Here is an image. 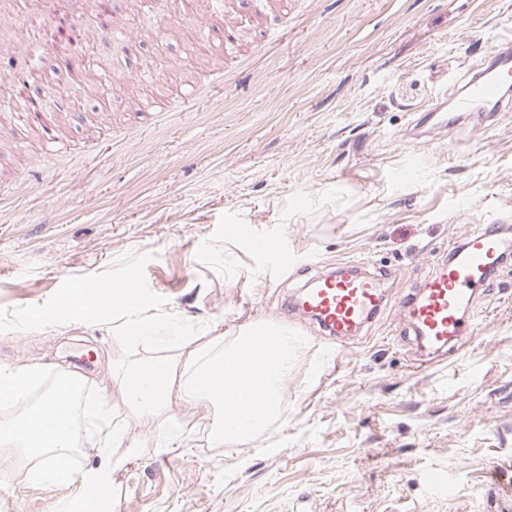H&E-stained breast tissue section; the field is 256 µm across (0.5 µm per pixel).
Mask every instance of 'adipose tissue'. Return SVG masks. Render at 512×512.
I'll return each instance as SVG.
<instances>
[{
	"label": "adipose tissue",
	"mask_w": 512,
	"mask_h": 512,
	"mask_svg": "<svg viewBox=\"0 0 512 512\" xmlns=\"http://www.w3.org/2000/svg\"><path fill=\"white\" fill-rule=\"evenodd\" d=\"M205 341L179 338L173 352L138 361L120 375L118 388L128 408L148 418L163 417L171 402L184 399L211 412L216 446L247 437L277 414L280 392L294 363L295 339L287 329L253 322L241 331L231 348H223L224 335L210 327ZM263 336L281 340L266 367L249 357L255 341ZM241 389L259 392L262 405L252 415L227 421L225 402Z\"/></svg>",
	"instance_id": "ef3b65f1"
}]
</instances>
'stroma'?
Here are the masks:
<instances>
[{"instance_id":"35a3bbf8","label":"stroma","mask_w":512,"mask_h":512,"mask_svg":"<svg viewBox=\"0 0 512 512\" xmlns=\"http://www.w3.org/2000/svg\"><path fill=\"white\" fill-rule=\"evenodd\" d=\"M1 8L23 25L0 30V82L28 78L57 142L0 115V365L75 370L97 389L157 354L122 312L52 319L76 284L120 285L133 266L140 317L180 335L220 320L229 343L266 321L296 339L277 416L241 443L214 446L186 401L162 422L108 399L145 445L114 476L113 512H512V256L477 290L459 352L418 344L399 305L475 224L512 213V111L454 110L461 76L512 35V0H236L248 37L232 55L224 13L203 25L206 0H181L183 20L128 59L113 21L155 16L154 0ZM59 13L95 16L100 38L77 49L111 100L61 65ZM160 50L179 68H156ZM436 106L447 126L419 124ZM353 265L386 301L331 347L288 304ZM31 468L0 452V512L72 498Z\"/></svg>"}]
</instances>
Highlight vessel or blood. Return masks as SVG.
<instances>
[{
    "label": "vessel or blood",
    "instance_id": "b4317fda",
    "mask_svg": "<svg viewBox=\"0 0 512 512\" xmlns=\"http://www.w3.org/2000/svg\"><path fill=\"white\" fill-rule=\"evenodd\" d=\"M492 54L496 66L468 79L456 98V111H503L506 94L512 91V38L500 40ZM510 222L512 217L505 215L499 221L477 225L463 246L452 253L447 267L403 297L408 326L428 345L458 346L469 335L470 326L461 312L512 251V241L504 238L501 230ZM381 303L375 279L348 275L319 281L301 299L304 311L324 332L336 337L358 330L378 312Z\"/></svg>",
    "mask_w": 512,
    "mask_h": 512
}]
</instances>
